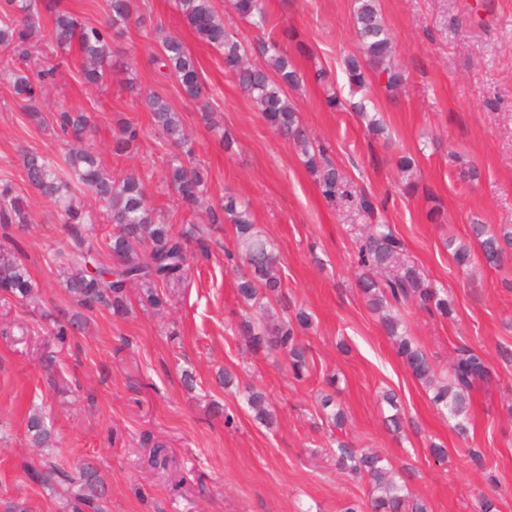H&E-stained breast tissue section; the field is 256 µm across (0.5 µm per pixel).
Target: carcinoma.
I'll return each mask as SVG.
<instances>
[{"label":"carcinoma","mask_w":512,"mask_h":512,"mask_svg":"<svg viewBox=\"0 0 512 512\" xmlns=\"http://www.w3.org/2000/svg\"><path fill=\"white\" fill-rule=\"evenodd\" d=\"M34 0H3L0 3V49L22 62L28 61L36 45L29 32L40 24ZM62 0H47L55 13L50 41L68 55L77 50L82 60L80 75L87 86L103 83L107 72L124 63L112 58L111 37L106 25H87L68 10ZM177 6L188 26L208 46L224 59V70L233 77L240 90L258 107L266 124L287 140L300 155L304 166L317 179L321 194L328 200L344 199L349 193L344 177L331 161L327 148L315 142L302 125L299 111L288 98L286 89L297 88L303 75L293 57L273 36L259 39L254 51L265 59L262 66L247 59L248 50L225 27L224 19L215 11L212 0H177ZM235 13L259 31L270 26L264 0H233ZM112 26L128 23L134 16L132 0H107ZM354 25L363 50V59L349 57L346 69L350 82L363 88L367 75L385 80L389 88L401 85L403 75L387 66L393 55V41L376 0H355ZM158 61L178 81L184 95L197 100L202 94L201 77L193 57L181 40L168 36L161 42ZM57 66L41 69L31 77L22 72L9 73L14 93L24 102L26 115L37 125L43 124L40 95L50 83ZM155 129L167 142L178 149L169 156L162 183L175 196L181 207L192 212L208 190V172L196 162L194 147L185 135L182 115L174 111L159 96L147 102ZM358 116L367 119L369 132L383 133L380 122L369 116L366 102L353 104ZM91 116L81 110L61 109L56 116L60 132L75 145L62 162L31 152L23 153L22 167L28 184L41 198L60 209L63 224L71 236V246L51 255L49 263L62 269L66 290L75 298L80 310L56 320L52 336L63 344L68 336L87 325V313L100 308L114 316H124L130 310L128 289L139 284L144 290L143 301L159 308L171 300L172 290L188 277L197 255L208 253L205 230L198 224H186L181 229L162 222L147 196L144 178L136 171L112 175L101 163L94 149L81 148L91 131ZM147 131L127 118L116 120L112 153L128 156L137 152ZM87 189L95 195L106 219L112 225V235L105 242L115 261V267L103 266L96 253L84 246L81 227L88 223L85 212L74 199L75 191ZM230 223L235 228L237 247L226 252L234 266L243 265L247 272L237 281V293L244 304L279 296L281 282L276 273L278 263L274 248L256 230L248 204L226 193L224 200L209 208L208 224ZM28 223V205L8 182H0V227ZM472 237L480 246L482 257L489 265L501 263L512 250V224L492 229L485 224L471 225ZM456 265L465 269L473 255L465 242L448 239ZM357 263L362 272L358 288L368 306L378 313L382 329L405 361L412 375L432 391L431 401L447 410L456 420L454 430L462 437L468 431L469 394L493 380L492 368L483 353L461 348L450 366L449 377L439 378L424 351L408 336L399 311L410 306L433 309L446 316L450 312L445 289L433 285L420 269L404 257V245L387 224H373L357 245ZM33 282L21 250L0 245V301L25 305L33 295ZM311 317L298 311L290 317L278 318L267 309L259 316L241 322L246 347L253 352H284L289 369L296 379L309 370L308 350L299 343L297 331L307 329ZM247 404L255 417L266 424L274 422V412L266 395L251 390ZM323 409L328 419L340 428L345 423L344 410L323 397ZM32 442L44 446L52 442L44 421L33 415L28 421ZM336 465L371 484V512H428L427 506L410 498L405 486L390 475L386 459L364 451L352 443L336 441ZM32 477L63 490L69 497L72 512H101L100 501L106 491L97 470L83 462L71 472L53 463L33 471Z\"/></svg>","instance_id":"carcinoma-1"}]
</instances>
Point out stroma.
I'll list each match as a JSON object with an SVG mask.
<instances>
[{"instance_id": "1", "label": "stroma", "mask_w": 512, "mask_h": 512, "mask_svg": "<svg viewBox=\"0 0 512 512\" xmlns=\"http://www.w3.org/2000/svg\"><path fill=\"white\" fill-rule=\"evenodd\" d=\"M396 46L401 90L370 80L369 95L386 126L371 135L353 110L358 97L343 60L356 54L354 0H266L277 29L291 32L288 50L298 68L327 72L326 85L290 90L308 132L326 144L354 192L378 203L375 222L391 225L414 261L448 292V317L405 311L407 331L438 374L458 348L482 351L491 384L470 394V429L453 422L397 355L356 282L358 225L352 213L328 203L295 150L263 120L224 70L219 53L198 39L175 0H136L138 23L114 36L112 48L129 63L99 89L84 86L81 59L71 52L42 94L45 119L60 108L89 112L90 143L104 166L146 174L161 217L174 227L206 223L167 194L161 177L170 150L152 132L146 98L166 100L183 117L196 159L209 173L211 204L224 193L245 201L253 222L276 247L289 313L307 311L299 336L311 369L294 379L285 355L247 350L237 326L243 304L237 274L224 265L235 246L231 224L212 230L209 258L161 310L144 306L130 288V312L100 309L66 344L50 339L43 314L76 310L49 262L69 236L55 207L29 187L22 152L60 159L69 145L51 128L34 125L9 81L0 80V181H10L29 204L31 222L8 233L21 247L35 284L28 306L0 307V505L25 503L31 512H70L61 491L33 480L29 470L50 458L71 466L91 460L108 488L107 512H341L369 504L368 480L337 469L333 440L386 456L411 497L429 512H480L489 498L512 512V254L500 267L456 266L449 239L468 240L473 223L512 224V0H376ZM179 36L197 60L203 93L188 100L177 81L150 61L158 37ZM138 91L129 93L126 81ZM341 101L330 108L327 90ZM210 107L221 131L202 121ZM148 129L140 151L115 157L113 116ZM233 142L224 149L221 134ZM458 151L477 172L464 175L448 160ZM416 164L413 192L402 189L401 156ZM444 223H432L433 210ZM56 368L47 372L45 354ZM235 378L220 384V371ZM192 373L186 388L182 372ZM335 376V388L325 379ZM266 394L276 419L266 425L248 408L246 388ZM397 396L405 426L388 431L384 392ZM332 394L347 419L336 428L320 406ZM40 414L53 436L32 447L27 420ZM233 427H225V416ZM447 448L436 459L431 444Z\"/></svg>"}]
</instances>
